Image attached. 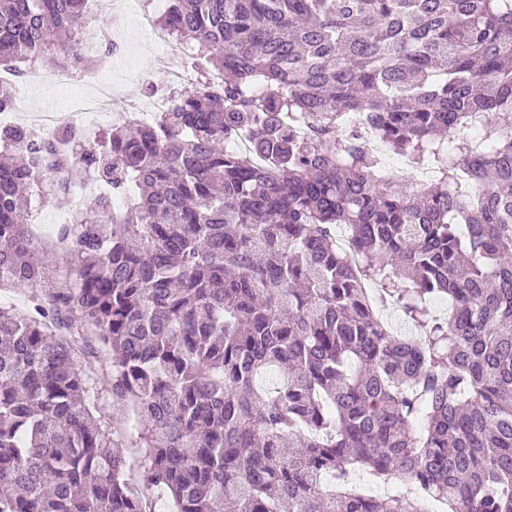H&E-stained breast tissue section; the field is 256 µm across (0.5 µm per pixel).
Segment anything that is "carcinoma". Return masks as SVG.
I'll return each mask as SVG.
<instances>
[{
    "label": "carcinoma",
    "instance_id": "1",
    "mask_svg": "<svg viewBox=\"0 0 512 512\" xmlns=\"http://www.w3.org/2000/svg\"><path fill=\"white\" fill-rule=\"evenodd\" d=\"M86 5L0 0V65L101 64ZM159 26L200 73L152 122L66 154L0 128V288L49 278L32 193L71 185L45 173L126 202L74 210L69 281L0 308V512H512V0H167ZM360 113L435 178L377 177ZM360 471L400 490L324 484ZM379 310L383 319L392 326L395 332H397V335L419 336L420 331L404 321L399 308L394 302L393 304L388 303L383 308L379 306ZM75 340L76 344L81 349H85V351H90V349H95V356L91 357L89 354L83 356L81 354V358L85 357L84 363L88 365H92V369H94L93 375V384L95 387V391L99 393V412L103 419L111 426H119L123 423V415L120 411H118L115 407L112 406V393H111V383H112V375L110 373V369L105 365L101 354L98 350V345L94 341H90L84 337L76 336ZM90 346H86V345Z\"/></svg>",
    "mask_w": 512,
    "mask_h": 512
}]
</instances>
